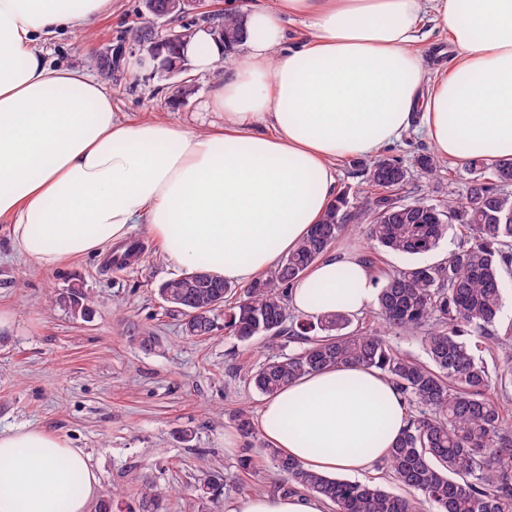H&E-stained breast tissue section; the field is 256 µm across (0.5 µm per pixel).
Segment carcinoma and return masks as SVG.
I'll use <instances>...</instances> for the list:
<instances>
[{
    "instance_id": "cac0c4a2",
    "label": "carcinoma",
    "mask_w": 512,
    "mask_h": 512,
    "mask_svg": "<svg viewBox=\"0 0 512 512\" xmlns=\"http://www.w3.org/2000/svg\"><path fill=\"white\" fill-rule=\"evenodd\" d=\"M215 28L230 50L246 36L244 17L235 12H225ZM441 171L431 153L417 156L410 167L387 157L371 161L363 185L338 193L310 233L239 300L232 285L203 270L157 288L160 299L183 315L189 337L212 335L222 319L226 334L241 343L263 337L292 345L249 375L265 395L339 364L375 368L394 385L410 419L382 466L403 487L401 494L331 477L266 448L282 491L316 495L331 512H512V429L490 394L493 386L505 391L512 385V366L495 374L480 355L489 343L512 347V330L501 335L497 329L504 274L512 271V159L465 162L470 177L461 195L450 181L435 203L425 196L403 199L414 174L434 180ZM356 229L371 244L363 254L371 266L377 249L424 257L450 234L463 241L436 262L386 273L370 325L355 326L343 313L317 322L292 314L290 285ZM50 302L84 321L96 315L78 282ZM400 332L420 335L428 361L390 343L389 336ZM234 424L245 437L254 433L246 407L236 412ZM223 486V474L209 472L196 488L200 504L218 499ZM166 498L167 491L145 480L135 505L109 496L95 503L94 512H165Z\"/></svg>"
}]
</instances>
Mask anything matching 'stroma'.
<instances>
[{
	"label": "stroma",
	"instance_id": "1",
	"mask_svg": "<svg viewBox=\"0 0 512 512\" xmlns=\"http://www.w3.org/2000/svg\"><path fill=\"white\" fill-rule=\"evenodd\" d=\"M140 7V0H112L111 15L59 33L45 47L50 65L84 67L89 55L127 39L133 23L149 22ZM92 73L106 79L115 106L131 119L174 122L196 133L224 122L207 108L212 76L190 69L178 78L127 66ZM184 80L193 92L183 99ZM132 237L143 249L123 269L99 254L44 272L25 263L0 220V306L15 313L12 333L0 335V430L35 425L83 449L103 496L133 502L141 479H150L167 490V512H228L240 498L275 492L279 476L262 434L237 437L231 451L224 443L239 407L259 412L265 397L246 372L273 348L263 338L239 343L221 330L186 338L180 315L157 294L177 270L144 225ZM76 280L95 300L92 321L49 303ZM137 333L155 336V348L140 349L132 341ZM244 457L254 465L247 474L238 468ZM211 469L223 472L224 493L203 507L193 488Z\"/></svg>",
	"mask_w": 512,
	"mask_h": 512
}]
</instances>
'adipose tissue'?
I'll list each match as a JSON object with an SVG mask.
<instances>
[{"label": "adipose tissue", "instance_id": "adipose-tissue-1", "mask_svg": "<svg viewBox=\"0 0 512 512\" xmlns=\"http://www.w3.org/2000/svg\"><path fill=\"white\" fill-rule=\"evenodd\" d=\"M112 0H0V219L18 253L49 272L100 254L146 225L168 262L246 282L296 248L334 201L338 160L373 156L419 125L434 153L512 158V0H251L233 69L209 106L224 127L192 133L130 121L84 69L49 66L43 45L88 27ZM310 24L286 45L284 17ZM432 23L457 50L430 73L415 45ZM184 53L210 73L222 42L197 29ZM374 273L341 248L290 291L308 320L355 317L375 300ZM265 439L327 474L384 461L408 409L374 368L308 374L265 401ZM0 512H89L99 480L81 449L35 426L0 430ZM81 491L69 495L73 477ZM304 493L255 494L230 512H324Z\"/></svg>", "mask_w": 512, "mask_h": 512}]
</instances>
